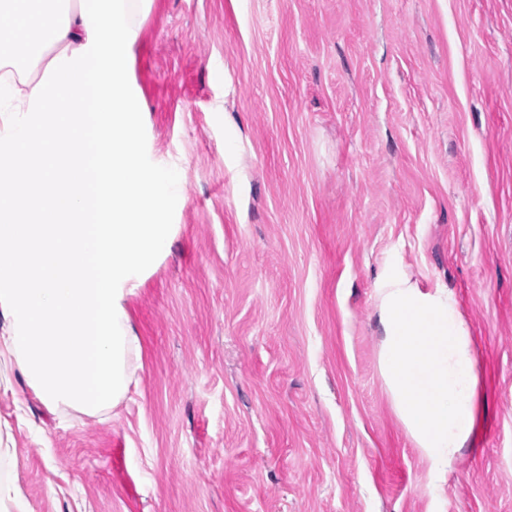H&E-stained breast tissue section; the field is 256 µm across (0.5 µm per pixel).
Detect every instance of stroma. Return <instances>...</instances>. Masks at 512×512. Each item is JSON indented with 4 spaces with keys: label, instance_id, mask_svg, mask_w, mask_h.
Listing matches in <instances>:
<instances>
[{
    "label": "stroma",
    "instance_id": "1",
    "mask_svg": "<svg viewBox=\"0 0 512 512\" xmlns=\"http://www.w3.org/2000/svg\"><path fill=\"white\" fill-rule=\"evenodd\" d=\"M128 73L184 203L116 408L0 364L29 512H512V0H152ZM392 260L480 349L485 432L442 483L378 368Z\"/></svg>",
    "mask_w": 512,
    "mask_h": 512
}]
</instances>
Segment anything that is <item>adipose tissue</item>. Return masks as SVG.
Listing matches in <instances>:
<instances>
[{"label": "adipose tissue", "instance_id": "obj_1", "mask_svg": "<svg viewBox=\"0 0 512 512\" xmlns=\"http://www.w3.org/2000/svg\"><path fill=\"white\" fill-rule=\"evenodd\" d=\"M148 0H0V357L48 407H116L140 338L127 289L169 244L175 176L142 162L128 52ZM65 169L58 177L57 169ZM391 409L437 475L485 428L476 340L452 289L390 268L377 283Z\"/></svg>", "mask_w": 512, "mask_h": 512}]
</instances>
